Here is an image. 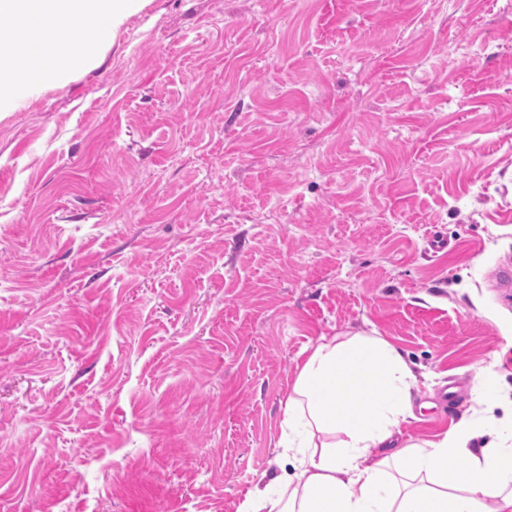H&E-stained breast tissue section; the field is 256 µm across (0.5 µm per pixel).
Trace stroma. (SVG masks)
<instances>
[{
    "instance_id": "1",
    "label": "stroma",
    "mask_w": 512,
    "mask_h": 512,
    "mask_svg": "<svg viewBox=\"0 0 512 512\" xmlns=\"http://www.w3.org/2000/svg\"><path fill=\"white\" fill-rule=\"evenodd\" d=\"M510 257L512 0H151L0 112V512H238L324 336L490 429Z\"/></svg>"
}]
</instances>
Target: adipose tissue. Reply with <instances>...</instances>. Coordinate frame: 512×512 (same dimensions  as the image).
<instances>
[{"label": "adipose tissue", "mask_w": 512, "mask_h": 512, "mask_svg": "<svg viewBox=\"0 0 512 512\" xmlns=\"http://www.w3.org/2000/svg\"><path fill=\"white\" fill-rule=\"evenodd\" d=\"M148 0H0V15L27 30L25 50L42 85L90 64L103 44ZM92 42L74 49L73 34ZM12 34L0 31V109L32 94L16 72ZM415 375L379 336L323 339L304 351L284 407V446L293 474L256 487L238 512H512V416L495 445L475 447L459 424L436 441L388 444L414 416ZM466 458L458 466V458Z\"/></svg>", "instance_id": "obj_1"}]
</instances>
